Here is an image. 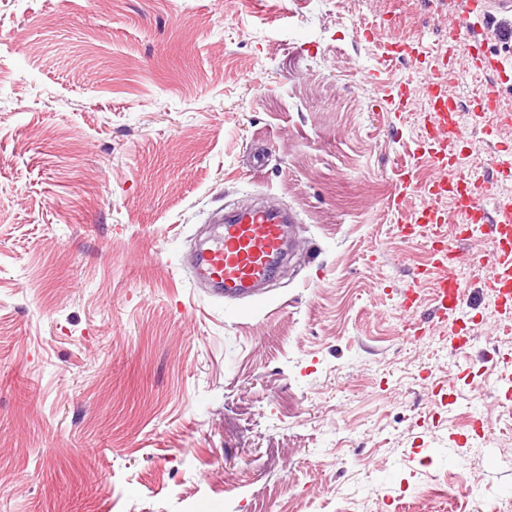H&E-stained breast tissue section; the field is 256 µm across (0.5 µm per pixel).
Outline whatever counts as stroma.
<instances>
[{
	"mask_svg": "<svg viewBox=\"0 0 512 512\" xmlns=\"http://www.w3.org/2000/svg\"><path fill=\"white\" fill-rule=\"evenodd\" d=\"M466 0H0V512H468L512 500V339L459 276L470 340L400 293L427 257L394 224L427 77L384 44L453 48ZM382 22L365 39L360 26ZM379 69V68H378ZM412 82L411 111L390 91ZM461 112L462 174L512 127ZM267 149L262 168L254 153ZM411 179L400 210L388 199ZM251 197L297 245L262 295L184 257ZM460 471L455 503L429 496Z\"/></svg>",
	"mask_w": 512,
	"mask_h": 512,
	"instance_id": "obj_1",
	"label": "stroma"
}]
</instances>
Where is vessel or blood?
I'll use <instances>...</instances> for the list:
<instances>
[{
	"mask_svg": "<svg viewBox=\"0 0 512 512\" xmlns=\"http://www.w3.org/2000/svg\"><path fill=\"white\" fill-rule=\"evenodd\" d=\"M468 67L491 75L476 101L479 111L497 113L499 125L511 126L512 112L501 110L499 101L512 76L486 53L473 55ZM431 92L425 117L427 135L415 159L417 165L433 167L435 173L418 186L424 203L411 223L394 227L397 236L407 240L425 230L431 243L425 263L401 295L400 307L405 312L413 310L417 288L425 287L431 294L434 318L443 322L456 317L464 301L458 271L475 260L461 244L480 233L497 244L492 254L497 274L484 287L494 294L499 307L511 310L512 203L499 199L498 192L512 183V149L497 150L491 175L481 179L459 175L462 158L458 144L464 137L460 98L449 81L433 84ZM446 197L454 199L463 224L453 233L448 230V214L440 206ZM291 224L286 210L260 204L236 206L215 217L205 242L192 256L190 272L195 287L213 289L227 298L251 296L274 277L286 254Z\"/></svg>",
	"mask_w": 512,
	"mask_h": 512,
	"instance_id": "b4317fda",
	"label": "vessel or blood"
}]
</instances>
